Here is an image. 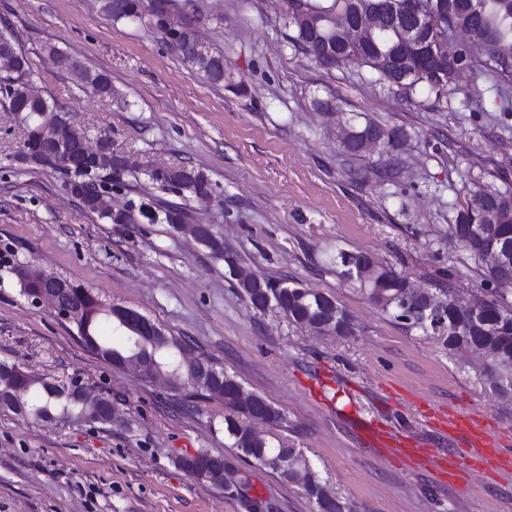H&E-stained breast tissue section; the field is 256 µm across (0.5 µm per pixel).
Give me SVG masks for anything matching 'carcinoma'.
Listing matches in <instances>:
<instances>
[{
    "instance_id": "1",
    "label": "carcinoma",
    "mask_w": 512,
    "mask_h": 512,
    "mask_svg": "<svg viewBox=\"0 0 512 512\" xmlns=\"http://www.w3.org/2000/svg\"><path fill=\"white\" fill-rule=\"evenodd\" d=\"M174 3L186 9V23L172 49L183 64L197 71L209 83L224 84V75L210 69L209 61L224 58V51L212 46L207 49L208 59H203L192 50L196 42V14L194 0H125L119 13L112 12V0H103L102 10L114 22L130 21L149 25L165 33L160 24H153L150 15L161 10L163 4ZM369 4L379 9L385 17V29L363 39L358 35L362 23L360 7ZM402 0H288L284 25L288 27V41L301 54L332 69L329 62L331 51L346 46L355 48L356 60L364 63L376 75L377 80L387 81L382 74V60H395L403 56L406 43L404 22L400 15ZM419 8L426 15L435 16V35L450 39L462 31L468 35L485 36L490 39V53L477 57L471 54L464 42L451 46L459 58L460 71H469L476 78L489 80V89L500 98L503 111H508L509 92L512 91V0H418ZM0 53L16 57L15 69L0 73V105L13 113L22 125L25 146L33 143L37 126L56 118L60 108L44 97L29 100L19 94L18 89L32 82L34 73L29 60L16 45L15 40L0 32ZM69 64L63 73L74 77L79 88L102 98H113L116 91L108 75L93 71L82 61L68 56ZM417 65L410 60L404 67L399 86L411 91L446 89L453 92L451 84L456 76L435 81L416 72ZM348 126L355 132L378 130L385 142L378 153L387 161L398 160L401 147L408 138L407 131L399 126L381 124L371 118L364 121L351 120ZM114 151H109L87 167L66 165L54 157L44 154L31 156L30 162L43 170L63 174L71 192L78 196L86 211L110 224H128L135 221L133 211L151 223L169 224L172 228L191 222L194 205L202 206L212 197L213 185L208 175L193 166L152 167L132 175H144L158 183L161 189L179 198V201L162 200L155 206L129 202L126 209L100 210L94 205L97 188L112 182ZM480 224L496 225V234L512 240V188L486 185L478 180L472 182L469 196L458 210L455 223L448 225L446 241L455 245L481 273V286L503 274V271L485 265L479 258L480 241L471 235V228ZM205 247L217 259L224 261L228 270L238 265V259L224 252L223 239L217 235L208 238ZM362 253L339 249L330 257V264L336 274L355 291L366 296L373 304L401 323L409 331L421 333L434 340L448 352L457 363L466 365L474 360V351L481 345H495L500 354L490 367L481 370L483 383L502 398L512 397V304L495 297L489 299L484 291L480 295L481 316L477 319L469 312L455 307L456 294L452 288H442L432 293L444 313H426L413 317L405 308L410 289L406 288L409 278L392 265L360 263ZM27 267L26 280L19 284L20 292L42 287L39 269L24 257ZM266 290L272 298L257 296L255 291L235 283L237 291L252 308L264 311L269 307L278 309L289 321L315 334L336 336L354 335V323L341 304H336L334 317L326 315L319 299L322 292L299 285L285 286L278 281L265 279ZM69 300L80 305L82 312L75 329L81 343L103 361L116 365L112 357L122 359L149 356L154 369L164 375H178L185 382V388L171 394L186 411H195L198 402L215 400L224 404V435L230 447L240 450L255 465L278 474L284 481L300 487L313 500L316 512H347L337 499L323 500L319 492L323 487L318 470L297 448L287 447L280 429L287 427L286 415L269 402L258 396V404L251 410H244L235 400V389L240 381L228 373L208 356H203L207 367L224 375V389H215L192 382L191 367L184 361L182 350L190 344L181 337L168 335V341L140 339L113 323L106 309V302L93 290L74 283ZM119 328L121 342L103 335V329ZM0 395L9 400L6 409L32 422H40L56 416H67L84 422L96 420L97 405L106 400L102 394L89 390L82 396L70 397L62 394L57 385L36 378L31 374L20 377L0 364ZM245 483L234 488H224L230 497L243 499L247 512H267L269 506L243 493Z\"/></svg>"
}]
</instances>
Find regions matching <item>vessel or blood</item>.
Segmentation results:
<instances>
[{
	"instance_id": "obj_1",
	"label": "vessel or blood",
	"mask_w": 512,
	"mask_h": 512,
	"mask_svg": "<svg viewBox=\"0 0 512 512\" xmlns=\"http://www.w3.org/2000/svg\"><path fill=\"white\" fill-rule=\"evenodd\" d=\"M360 429L365 437L394 447L399 454L409 457L421 455L419 449L412 447L406 439L386 435L375 422H362ZM439 430L441 436L448 439L462 437V447L444 457L427 455V462L454 470L477 464L491 475L512 472V455L503 451L505 445L512 443V435L494 431L486 416L475 411L462 413L451 410L441 416Z\"/></svg>"
}]
</instances>
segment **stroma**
I'll return each instance as SVG.
<instances>
[{
    "instance_id": "1",
    "label": "stroma",
    "mask_w": 512,
    "mask_h": 512,
    "mask_svg": "<svg viewBox=\"0 0 512 512\" xmlns=\"http://www.w3.org/2000/svg\"><path fill=\"white\" fill-rule=\"evenodd\" d=\"M196 5L210 19L203 37L223 50L232 74L225 85L187 69L153 28L113 22L99 0H0V25L27 55L40 93L74 127L91 140L109 133L115 152L140 169L204 170L213 195L198 221L212 225L243 268L335 296L354 335L315 336L275 309H253L223 261L169 225L108 224L85 212L63 175L23 161V132L1 109L0 249H31L41 268L190 340L285 413L290 443L351 512H512V473L489 478L465 468L451 480L364 443L355 420L374 417L433 452L443 442L416 401L481 410L512 428V400L345 287L328 261L339 248L367 252L421 287L450 286L468 301L481 283L475 266L449 264L439 239L472 180L512 183V114L490 93L467 107L475 85L467 72L455 93L415 94L373 82L360 63L320 66L289 46L287 0ZM49 44L108 74L119 98L79 90L55 67ZM318 99L335 111L317 110ZM366 116L403 127L408 138L397 173L382 176L385 158L371 153L362 163L377 174L359 184L347 175L337 126ZM1 361L108 395L119 420L28 423L0 410V512H245L239 499L175 465L179 452L197 448L261 484L272 512H315L300 488L226 447L219 402L182 414L161 385L93 355L9 277L0 282ZM321 380L345 391L350 405L313 398L307 386Z\"/></svg>"
}]
</instances>
